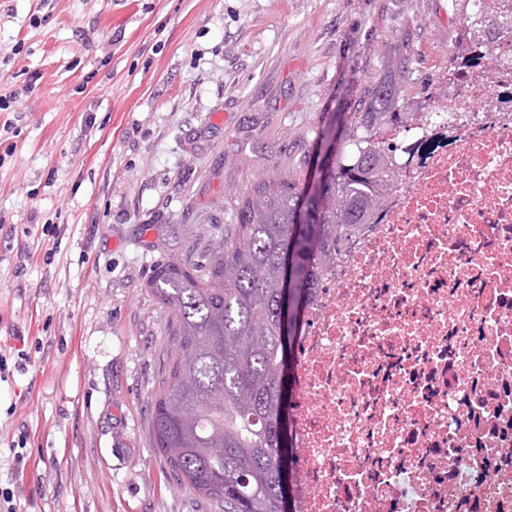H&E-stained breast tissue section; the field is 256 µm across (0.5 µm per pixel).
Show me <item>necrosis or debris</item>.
<instances>
[{
    "mask_svg": "<svg viewBox=\"0 0 512 512\" xmlns=\"http://www.w3.org/2000/svg\"><path fill=\"white\" fill-rule=\"evenodd\" d=\"M381 136L398 179L296 338L298 512H512V26Z\"/></svg>",
    "mask_w": 512,
    "mask_h": 512,
    "instance_id": "necrosis-or-debris-1",
    "label": "necrosis or debris"
}]
</instances>
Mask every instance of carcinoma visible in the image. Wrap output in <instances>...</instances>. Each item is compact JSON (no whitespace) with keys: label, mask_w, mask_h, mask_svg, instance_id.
Here are the masks:
<instances>
[{"label":"carcinoma","mask_w":512,"mask_h":512,"mask_svg":"<svg viewBox=\"0 0 512 512\" xmlns=\"http://www.w3.org/2000/svg\"><path fill=\"white\" fill-rule=\"evenodd\" d=\"M461 0L457 53L448 84L464 76L458 52L485 40L496 14ZM377 75L360 90L348 121L323 130L336 151L311 187L284 177L255 184L239 200L235 241L213 246L203 265L169 261L148 288L174 314L175 354L152 405L153 448L171 479L224 512H293L286 488L291 462L290 373L294 339L320 271L336 247L368 223L396 178L382 132L415 115L401 106L412 74L401 37Z\"/></svg>","instance_id":"cac0c4a2"}]
</instances>
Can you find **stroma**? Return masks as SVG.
Returning a JSON list of instances; mask_svg holds the SVG:
<instances>
[{
    "label": "stroma",
    "mask_w": 512,
    "mask_h": 512,
    "mask_svg": "<svg viewBox=\"0 0 512 512\" xmlns=\"http://www.w3.org/2000/svg\"><path fill=\"white\" fill-rule=\"evenodd\" d=\"M459 26L453 0H0V355L30 356L0 376V512H219L152 445L148 282L234 241L261 179L309 182L404 32V99H437Z\"/></svg>",
    "instance_id": "obj_1"
}]
</instances>
